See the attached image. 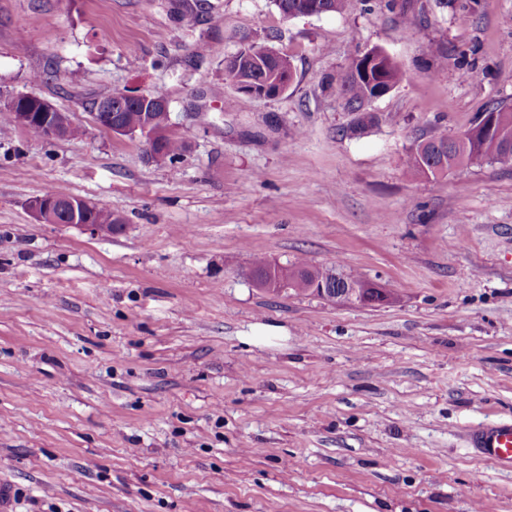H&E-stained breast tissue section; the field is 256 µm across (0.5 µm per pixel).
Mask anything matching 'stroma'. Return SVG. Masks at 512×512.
<instances>
[{"instance_id": "1", "label": "stroma", "mask_w": 512, "mask_h": 512, "mask_svg": "<svg viewBox=\"0 0 512 512\" xmlns=\"http://www.w3.org/2000/svg\"><path fill=\"white\" fill-rule=\"evenodd\" d=\"M244 36L291 60L279 97L225 77ZM373 48L403 77L357 115L338 78ZM17 93L81 133L0 136L11 512H512V471L470 443L512 422V166L407 165L512 105V0H0ZM115 93L163 95L178 162L95 123ZM50 188L120 229L38 222ZM259 257L387 299L268 292ZM275 6L285 17H289L295 10L301 6V11L296 16L317 15L323 11V5L320 0H273ZM304 3V4H302ZM302 4V5H301Z\"/></svg>"}]
</instances>
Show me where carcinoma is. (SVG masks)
Wrapping results in <instances>:
<instances>
[{"label":"carcinoma","instance_id":"obj_1","mask_svg":"<svg viewBox=\"0 0 512 512\" xmlns=\"http://www.w3.org/2000/svg\"><path fill=\"white\" fill-rule=\"evenodd\" d=\"M369 54L378 60L375 67L378 68L381 85L391 89L402 77L396 62L379 49L355 55L349 70L341 77L345 107L350 112L361 111L366 102L377 96L376 86L366 81L359 71V61L367 58ZM287 72H293L288 56L270 49L263 53H251L244 45L233 54V59L224 60V74L234 83H274ZM16 110L20 112L22 108L14 110L0 103V134L16 129L20 123V116L14 115ZM115 114L131 129L148 126L152 131H161L167 128L168 109L164 106L152 107L137 101H127L115 108ZM481 116L491 120L493 125V135L488 142L470 139L450 148L448 134L439 132L416 143L408 155V166L425 177L446 174L463 162L473 159L487 158L511 166L512 107L500 104L485 109ZM161 150L172 161L182 155L185 142L179 137L169 135L163 139ZM254 268L258 274L274 272L289 276L293 279L294 288L304 292L309 291L310 285L316 280L335 279L340 276L338 272L322 270L306 261H298L287 268L274 270L270 264L257 260Z\"/></svg>","mask_w":512,"mask_h":512}]
</instances>
